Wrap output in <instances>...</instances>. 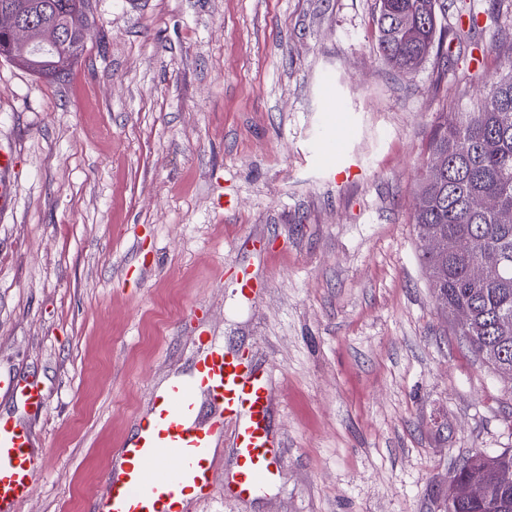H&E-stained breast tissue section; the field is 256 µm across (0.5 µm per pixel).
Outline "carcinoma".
Instances as JSON below:
<instances>
[{"label":"carcinoma","instance_id":"carcinoma-1","mask_svg":"<svg viewBox=\"0 0 512 512\" xmlns=\"http://www.w3.org/2000/svg\"><path fill=\"white\" fill-rule=\"evenodd\" d=\"M23 15L60 23L72 10L92 0H0ZM437 0H378L377 50L394 69L412 73L432 52L434 43L455 35L438 33ZM84 47L71 36L52 55H39L0 30V57L48 79L67 77ZM505 73L489 85L485 101L454 119L443 115L428 151L443 158L445 175L424 180L417 193L413 224L418 239L438 235L444 247L421 251V263L440 283L436 300L453 317L469 314L468 326L456 329L468 346L494 370L512 371V222L500 218L512 212V54ZM489 199L490 208L476 202ZM479 239L502 259L498 272L481 273L483 256L471 248ZM512 469V449L496 456L476 452L451 474L448 484L461 485L472 473H482L485 493L477 499L452 498L448 512H512V485L499 481V471Z\"/></svg>","mask_w":512,"mask_h":512}]
</instances>
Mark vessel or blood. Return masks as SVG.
I'll return each instance as SVG.
<instances>
[{
  "mask_svg": "<svg viewBox=\"0 0 512 512\" xmlns=\"http://www.w3.org/2000/svg\"><path fill=\"white\" fill-rule=\"evenodd\" d=\"M14 155L0 147V209L11 199ZM189 379L172 380L151 413L113 453L99 512H184L216 482L227 493L253 497L271 483L278 441L269 425L270 375L243 352L208 339ZM18 395L30 413L44 410L43 390L0 378V392ZM231 438L236 466L220 478L217 449ZM39 468L27 430L0 416V512H18Z\"/></svg>",
  "mask_w": 512,
  "mask_h": 512,
  "instance_id": "1",
  "label": "vessel or blood"
}]
</instances>
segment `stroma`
Segmentation results:
<instances>
[{
	"label": "stroma",
	"instance_id": "1",
	"mask_svg": "<svg viewBox=\"0 0 512 512\" xmlns=\"http://www.w3.org/2000/svg\"><path fill=\"white\" fill-rule=\"evenodd\" d=\"M70 76L0 59V394L43 458L19 512H94L112 451L207 331L272 370L273 487L188 512H447L448 476L512 448V379L464 345L419 260L437 118L512 45V0H444L470 39L410 74L376 0H93ZM261 284L249 300L236 275ZM14 167V155L11 150L0 147V210L11 200V185L6 175ZM18 395L30 413L41 414L44 410L43 390L37 383H28L23 386L15 385L11 380L0 378V392Z\"/></svg>",
	"mask_w": 512,
	"mask_h": 512
}]
</instances>
